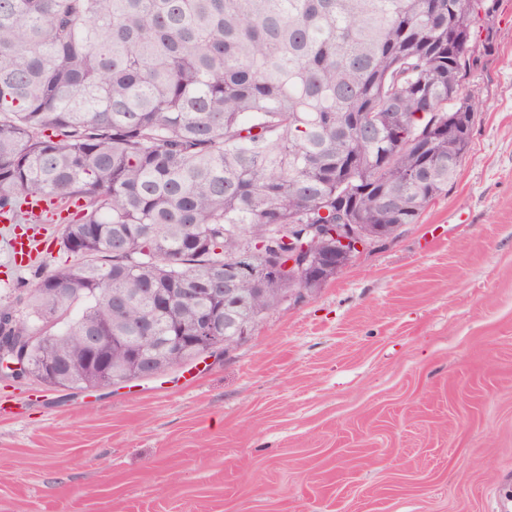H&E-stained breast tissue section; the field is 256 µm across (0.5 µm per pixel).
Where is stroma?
<instances>
[{
  "mask_svg": "<svg viewBox=\"0 0 512 512\" xmlns=\"http://www.w3.org/2000/svg\"><path fill=\"white\" fill-rule=\"evenodd\" d=\"M484 53L447 191L225 354L0 376V512H512V0Z\"/></svg>",
  "mask_w": 512,
  "mask_h": 512,
  "instance_id": "35a3bbf8",
  "label": "stroma"
}]
</instances>
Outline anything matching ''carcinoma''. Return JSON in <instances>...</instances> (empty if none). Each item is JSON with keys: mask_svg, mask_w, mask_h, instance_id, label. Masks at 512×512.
<instances>
[{"mask_svg": "<svg viewBox=\"0 0 512 512\" xmlns=\"http://www.w3.org/2000/svg\"><path fill=\"white\" fill-rule=\"evenodd\" d=\"M500 0H0V217L59 224L76 260L23 281L0 335L52 389L136 379L116 336L157 337L163 373L238 257L280 224H416L470 142L462 79ZM300 272L240 278L234 335ZM105 338L95 358L84 336Z\"/></svg>", "mask_w": 512, "mask_h": 512, "instance_id": "1", "label": "carcinoma"}]
</instances>
